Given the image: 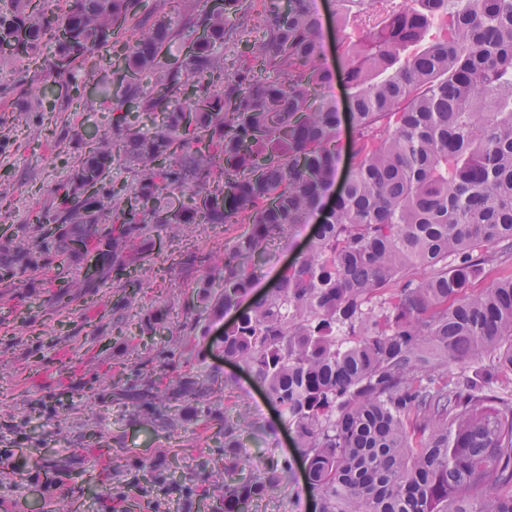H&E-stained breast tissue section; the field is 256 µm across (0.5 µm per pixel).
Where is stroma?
I'll return each mask as SVG.
<instances>
[{
  "instance_id": "stroma-1",
  "label": "stroma",
  "mask_w": 512,
  "mask_h": 512,
  "mask_svg": "<svg viewBox=\"0 0 512 512\" xmlns=\"http://www.w3.org/2000/svg\"><path fill=\"white\" fill-rule=\"evenodd\" d=\"M47 71L0 65V180L9 179L12 204L0 209V226L21 228L28 210L49 204L58 182L67 179L84 152V131L106 128L109 110L98 89L126 84L123 72L74 70L78 98L64 106L39 98ZM28 119L14 120L19 106ZM315 220L273 237L264 262L255 268L256 286L241 300L249 306L277 282L284 266L306 251ZM241 224H184L155 227L144 243V286L132 302L120 301L114 281L91 297L62 303L56 267L27 272L24 285H0V512L16 500L39 498L42 512L64 505L80 512H152L146 497L125 492L130 479L149 482L154 470L174 471L178 484L196 487L192 512H211V471L224 466V420H241L237 457L250 470L268 458L288 459L293 468L270 495L255 499L253 512H313L303 461L291 430L280 420L263 389L244 370L223 360L216 343L224 322L210 311L207 341L191 356L174 359L168 375L214 372L207 399L182 404L176 428L161 426L154 410L117 401L115 394L136 378L141 362L164 355L166 347L141 329L154 314L170 328L184 319L203 284H216L220 270L207 256L230 249ZM193 251L204 263L186 271L180 254Z\"/></svg>"
}]
</instances>
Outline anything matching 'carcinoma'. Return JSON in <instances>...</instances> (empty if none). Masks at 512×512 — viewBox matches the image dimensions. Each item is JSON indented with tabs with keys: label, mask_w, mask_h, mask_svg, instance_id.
I'll use <instances>...</instances> for the list:
<instances>
[{
	"label": "carcinoma",
	"mask_w": 512,
	"mask_h": 512,
	"mask_svg": "<svg viewBox=\"0 0 512 512\" xmlns=\"http://www.w3.org/2000/svg\"><path fill=\"white\" fill-rule=\"evenodd\" d=\"M161 2L178 20L149 21L145 0H62L58 14L56 0H0V61L44 59L57 98L71 99L74 68L155 78L100 91L110 127L30 231L0 232V278L64 256L79 275L57 278L60 298L112 278L130 301L147 225L250 224L220 287L197 295L225 313L269 238L322 209L342 114L311 0H258L262 37L237 47L232 76L226 20L248 0ZM412 2L334 0L351 166L306 255L224 325L220 348L293 430L316 512H512V0ZM121 155L134 178L116 187ZM180 336L204 341L208 326L192 312ZM162 369L144 360L123 397L173 427L171 408L215 376L165 383ZM290 471L228 465L216 508L249 512Z\"/></svg>",
	"instance_id": "carcinoma-1"
}]
</instances>
